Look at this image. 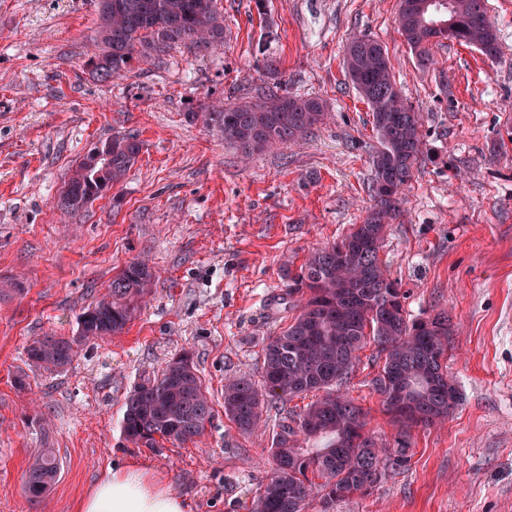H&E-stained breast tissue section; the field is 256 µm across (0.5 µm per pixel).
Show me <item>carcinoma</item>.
<instances>
[{"instance_id":"cac0c4a2","label":"carcinoma","mask_w":512,"mask_h":512,"mask_svg":"<svg viewBox=\"0 0 512 512\" xmlns=\"http://www.w3.org/2000/svg\"><path fill=\"white\" fill-rule=\"evenodd\" d=\"M426 0H404L396 23L418 66L433 65L430 44L419 31L446 25L442 39L474 47L495 58L501 53L485 0H446L448 7L426 12ZM98 53L89 60L92 76L108 80L133 62L158 58L187 39L220 45L224 25L215 0H99ZM345 72L372 115L378 147L370 186L373 205L362 223L340 240L312 252L288 270V296L299 298V313L263 349L262 383L240 375L224 385V415L242 434L255 431L265 413L276 410L273 466L260 485L252 512H306L315 496L328 507L367 493L411 458L410 438L417 428L448 419L461 393L448 377L445 360L451 323L445 311L409 318L405 292L387 275L380 259L387 227L402 212L404 191L425 160L419 113L398 87L384 46L366 36L346 44ZM224 140L249 157L277 143H297L323 124L325 103L317 97L271 91L258 103L229 105L204 114ZM142 143L133 134L102 143L104 158L86 155L61 188L56 206L75 214L100 198L99 191L120 183L135 163ZM152 272L132 261L112 278L105 294L76 317L70 336H39L26 347L28 361L61 370L92 340L117 336L135 318ZM381 364L371 385L380 396L394 433L379 442L367 430V414L342 388L361 363L367 343ZM313 391L324 395L304 412L288 417L279 405ZM213 407L194 362L167 363L152 378L133 386L124 404V441L159 450L201 436ZM60 464L46 448L30 464L25 492L43 498L58 479Z\"/></svg>"}]
</instances>
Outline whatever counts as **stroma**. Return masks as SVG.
Returning a JSON list of instances; mask_svg holds the SVG:
<instances>
[{
	"mask_svg": "<svg viewBox=\"0 0 512 512\" xmlns=\"http://www.w3.org/2000/svg\"><path fill=\"white\" fill-rule=\"evenodd\" d=\"M95 3L0 0V512H75L105 472L130 462L195 512H251L272 468V424L239 433L224 384L244 372L260 380L267 339L298 313L279 303L288 268L349 233L371 204L372 116L343 68L356 35L386 46L423 115L428 156L380 257L409 316L451 315L448 375L462 400L443 424L413 431L407 469L329 509L313 499L308 512H512V0H488L497 57L445 40L427 69L397 31L399 0H217L223 47L181 43L102 82L87 66ZM269 56L278 76L264 68ZM269 90L324 100L326 124L245 161L219 129L185 118ZM124 134L142 143L125 178L79 214L61 213L71 170ZM135 260L155 278L124 332L61 371L34 367L31 340L71 335ZM183 350L213 402L205 433L157 451L127 444L130 389ZM375 354L361 351L345 391L385 441ZM46 448L61 472L36 502L25 474Z\"/></svg>",
	"mask_w": 512,
	"mask_h": 512,
	"instance_id": "obj_1",
	"label": "stroma"
}]
</instances>
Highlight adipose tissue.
Masks as SVG:
<instances>
[{"instance_id": "obj_1", "label": "adipose tissue", "mask_w": 512, "mask_h": 512, "mask_svg": "<svg viewBox=\"0 0 512 512\" xmlns=\"http://www.w3.org/2000/svg\"><path fill=\"white\" fill-rule=\"evenodd\" d=\"M76 512H194L187 497L173 493L147 470L133 464L101 479Z\"/></svg>"}]
</instances>
